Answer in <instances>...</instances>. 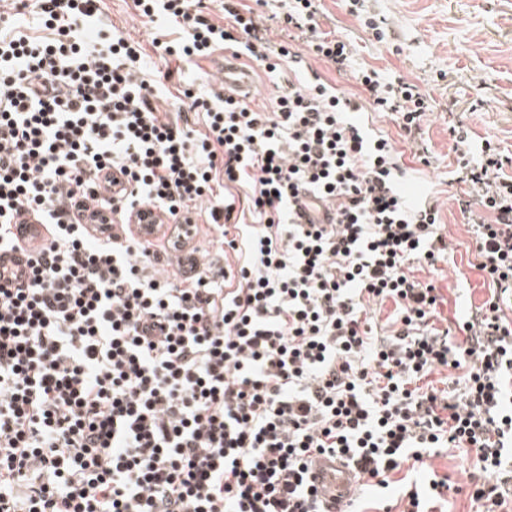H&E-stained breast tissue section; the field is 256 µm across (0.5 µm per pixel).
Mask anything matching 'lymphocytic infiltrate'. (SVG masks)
<instances>
[{"mask_svg": "<svg viewBox=\"0 0 512 512\" xmlns=\"http://www.w3.org/2000/svg\"><path fill=\"white\" fill-rule=\"evenodd\" d=\"M135 7L186 30L169 57L222 46L269 74L302 61L240 0H220V25L209 0ZM30 8L52 38L8 36ZM98 13L99 0H12L0 14V256L20 252L16 217L48 235L23 254L26 275L0 281V512H332L311 481L323 458L404 512H433L451 490L431 473L447 447L475 453L473 500L499 512L512 158L456 139L458 203L490 284L459 343L437 326L434 281L414 274L448 249L438 206L406 196L393 141L364 118L371 105L418 131L416 85L363 67L360 93L304 83L264 112L187 84L164 112L140 44ZM316 13L288 0L282 28L345 72L351 45ZM303 195L333 222L300 223ZM138 224L168 229L166 244L135 237ZM388 301L379 340L368 311ZM439 366L464 369L460 399L422 387Z\"/></svg>", "mask_w": 512, "mask_h": 512, "instance_id": "obj_1", "label": "lymphocytic infiltrate"}]
</instances>
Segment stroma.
Returning <instances> with one entry per match:
<instances>
[{
  "label": "stroma",
  "instance_id": "1",
  "mask_svg": "<svg viewBox=\"0 0 512 512\" xmlns=\"http://www.w3.org/2000/svg\"><path fill=\"white\" fill-rule=\"evenodd\" d=\"M364 9L360 17L351 13L347 0H319V27L353 45L354 65L415 84L429 100L431 110L421 123L429 164L414 157L392 116L373 112L369 121L401 151L407 194L438 200L448 242V255L438 264L442 314L463 321L487 297L488 283L474 267L475 239L454 201L460 187L452 181L456 156L448 129L459 127L468 131L473 145L487 140L512 154V0H366ZM368 15L380 18L379 28L365 26ZM99 20L141 43L149 63L145 78L164 85L166 95L177 92L175 82L160 79L168 67L180 69L183 79L195 81L200 91L215 83L224 48L188 64L164 61L155 41H176L184 32L165 21L139 17L134 0H101ZM432 467L460 487L438 504V512H475L473 486L456 452L433 458Z\"/></svg>",
  "mask_w": 512,
  "mask_h": 512
}]
</instances>
